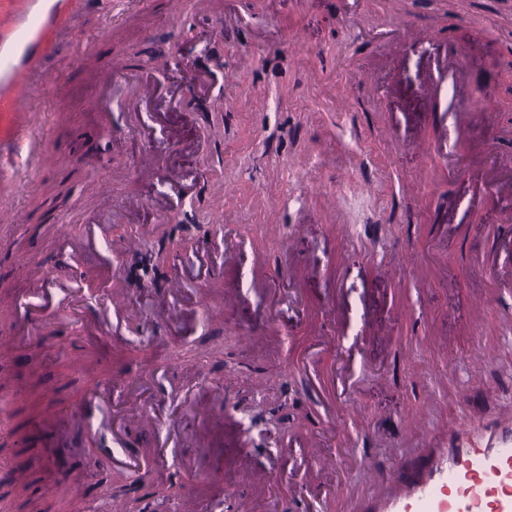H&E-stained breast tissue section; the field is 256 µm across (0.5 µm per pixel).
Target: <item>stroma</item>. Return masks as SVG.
<instances>
[{
  "label": "stroma",
  "mask_w": 512,
  "mask_h": 512,
  "mask_svg": "<svg viewBox=\"0 0 512 512\" xmlns=\"http://www.w3.org/2000/svg\"><path fill=\"white\" fill-rule=\"evenodd\" d=\"M65 2L0 0V64L12 66L0 83V463L33 464L0 482V512H110L171 484L224 512H349L384 491L376 473L406 476L463 419H512V286L497 277L512 268V171L492 169L480 197L452 171L463 155L485 169L512 159V0H357L349 24L343 0H211L187 14L182 0ZM453 42L478 60L472 97L502 90L462 143L446 131L458 117L441 80ZM176 65H220L233 81L194 97L169 77ZM131 70L160 83L136 113ZM142 124L179 138L150 174ZM30 140L46 158L36 170ZM173 201L177 218L159 220ZM92 224L96 246L71 266L98 284L118 269L140 321L103 344L112 315L87 292L90 321L58 315L18 344L12 294L36 270L55 275L57 237ZM179 244L215 276H143L142 257ZM148 368L149 404L179 428L170 471L189 456L203 481L158 473L148 434L114 449L140 458L136 476L91 465L112 439L104 406L82 424L73 458L86 474L69 507L34 462L37 428L96 381L123 389Z\"/></svg>",
  "instance_id": "1"
}]
</instances>
